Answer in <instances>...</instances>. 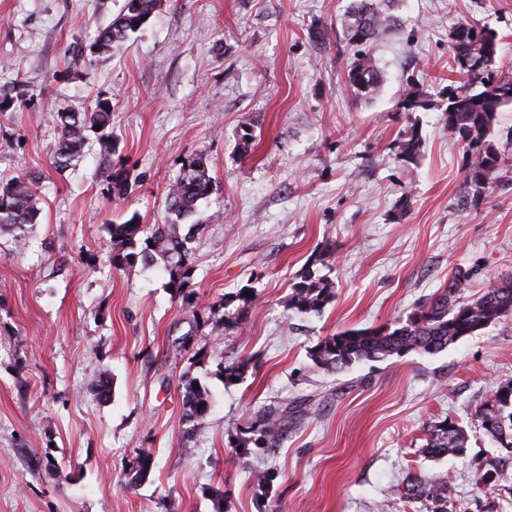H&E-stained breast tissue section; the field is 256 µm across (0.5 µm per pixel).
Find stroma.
I'll use <instances>...</instances> for the list:
<instances>
[{
    "mask_svg": "<svg viewBox=\"0 0 512 512\" xmlns=\"http://www.w3.org/2000/svg\"><path fill=\"white\" fill-rule=\"evenodd\" d=\"M350 3L164 0L98 62L89 46L123 0H0V179L28 178L40 210L25 248L0 236V512H512V455L476 421L512 376V319L436 355L338 372L309 357L333 333L395 327L455 268L472 298L512 277V107L490 133L503 176L468 209L461 144L438 112L402 107L411 88L445 103L459 78L449 34L467 20L498 33L494 67L512 77V0H398L369 100L346 83ZM99 98L110 161L92 142L55 169L54 115ZM414 127L423 146L407 160L391 144ZM197 155L218 190L194 216L205 229L186 288L157 266L112 269L107 224L169 221L166 191ZM112 167L131 175L120 200ZM307 270L334 286L319 314L285 305ZM243 290L247 320L217 327ZM190 380L210 396L197 421ZM271 408L287 411L283 431L254 444ZM447 418L466 453L426 457ZM144 449L154 464L139 478ZM490 466L500 486L481 483ZM412 475L447 498H406Z\"/></svg>",
    "mask_w": 512,
    "mask_h": 512,
    "instance_id": "stroma-1",
    "label": "stroma"
}]
</instances>
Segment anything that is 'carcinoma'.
<instances>
[{"label":"carcinoma","instance_id":"carcinoma-1","mask_svg":"<svg viewBox=\"0 0 512 512\" xmlns=\"http://www.w3.org/2000/svg\"><path fill=\"white\" fill-rule=\"evenodd\" d=\"M393 0H353L342 21L346 43L355 49L346 82L358 95L373 98L383 84V73L371 53V45L393 22L389 13ZM162 0H124L121 10L98 30L90 51L107 59L112 50L128 40L140 26L160 9ZM498 35L486 26L460 25L451 33L449 52L453 64L466 76L463 84L449 89L446 106H440L427 95L413 89L404 94L403 109L407 112L436 110L448 135L462 144L465 155L463 186L459 195L462 207L479 204L482 189L499 177L500 153L488 139L498 114L512 106V78L501 77L493 69ZM53 121L59 130L54 150V167L66 169L79 159L95 134L98 152L107 158L114 151L112 137V104L98 100L85 112H58ZM422 137L417 129L395 143L397 151L411 157L420 150ZM113 197L126 194L130 173L124 169L109 172ZM215 183L208 173L206 159L199 155L186 161L178 178L168 187L166 207L174 219L169 224H143L138 214L126 221L109 225L112 248L109 262L113 269L122 270L137 262L159 265L169 276L172 288L186 287L192 267L194 231L201 224L192 223L186 234L180 233L182 221L193 216L199 201L210 197ZM30 183L16 177L0 182V234H9L21 245L29 228L38 223L39 209ZM140 251H133L136 242ZM469 275L456 269L441 288L417 306L399 327L385 329H353L324 337L311 351L313 363L324 369L341 370L362 361H383L402 357L410 352L435 355L456 344L459 338L473 336L487 327L512 316V280L493 283L475 299L463 297ZM335 297L332 283L310 275L291 284L288 309L298 313L321 312ZM185 406L190 418L204 416L209 408V395L185 386ZM478 427L500 448L512 453V378L499 381L492 399L477 414ZM282 426L281 417L268 414L262 419L258 433L272 441ZM469 436L451 418L429 431L423 453L434 459L467 451ZM446 492L428 482L414 478L406 485V495L427 500Z\"/></svg>","mask_w":512,"mask_h":512}]
</instances>
